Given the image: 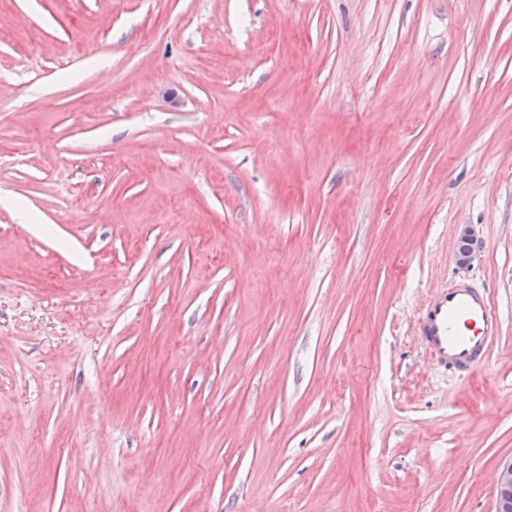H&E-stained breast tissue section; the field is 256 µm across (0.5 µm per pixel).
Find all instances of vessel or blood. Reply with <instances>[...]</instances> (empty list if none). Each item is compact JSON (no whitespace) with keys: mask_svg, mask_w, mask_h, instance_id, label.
<instances>
[{"mask_svg":"<svg viewBox=\"0 0 512 512\" xmlns=\"http://www.w3.org/2000/svg\"><path fill=\"white\" fill-rule=\"evenodd\" d=\"M417 330L438 365L469 377L483 365L501 321L488 294L456 280L432 291L419 312Z\"/></svg>","mask_w":512,"mask_h":512,"instance_id":"b4317fda","label":"vessel or blood"}]
</instances>
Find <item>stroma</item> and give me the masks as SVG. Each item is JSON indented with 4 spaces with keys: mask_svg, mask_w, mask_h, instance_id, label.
I'll return each mask as SVG.
<instances>
[{
    "mask_svg": "<svg viewBox=\"0 0 512 512\" xmlns=\"http://www.w3.org/2000/svg\"><path fill=\"white\" fill-rule=\"evenodd\" d=\"M511 457L512 0H0V512H495ZM476 242V231L471 225H461L457 236L456 259L457 264L466 267L470 264L474 245ZM460 324L464 331L459 330ZM417 330L438 365L470 377L500 335L501 321L488 294L456 280L432 291L419 312Z\"/></svg>",
    "mask_w": 512,
    "mask_h": 512,
    "instance_id": "obj_1",
    "label": "stroma"
}]
</instances>
